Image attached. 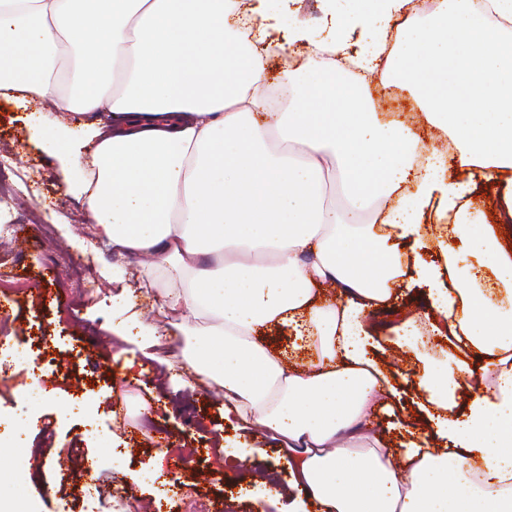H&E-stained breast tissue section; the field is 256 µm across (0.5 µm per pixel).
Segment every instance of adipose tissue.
<instances>
[{"instance_id": "1", "label": "adipose tissue", "mask_w": 512, "mask_h": 512, "mask_svg": "<svg viewBox=\"0 0 512 512\" xmlns=\"http://www.w3.org/2000/svg\"><path fill=\"white\" fill-rule=\"evenodd\" d=\"M278 2L253 0L249 43L236 0H0V89L84 118L83 145L57 130L52 146L81 171L94 243L141 271L194 378L279 441L319 512H512V244L475 200L493 188L512 218V0H435L423 20L414 0H327L329 35L292 15L284 44ZM297 44L276 112L268 62ZM378 72L417 92L452 152L372 112ZM431 210L452 220L440 265L403 249ZM408 272L437 319L392 328L421 351L427 395L425 431L401 422L395 455L371 417L401 386L366 321ZM262 327L292 330L310 360L288 364Z\"/></svg>"}]
</instances>
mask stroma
<instances>
[{
    "mask_svg": "<svg viewBox=\"0 0 512 512\" xmlns=\"http://www.w3.org/2000/svg\"><path fill=\"white\" fill-rule=\"evenodd\" d=\"M41 105L20 103L17 93L0 92V153L37 189L18 231L27 233L24 248L0 251L23 282L40 279L39 290L0 292L9 299L11 355L0 359V444L18 448L6 482L5 499L24 498L34 512H125L121 495L89 500L81 489L86 473L103 487L136 474L135 498H160L161 486L178 481L181 491L162 500L160 512H288L295 493L277 440L237 429L224 417V401L207 385L192 381L181 354L162 356L142 347L138 338L120 337L112 321L124 311L120 284L112 276L126 270L125 259L104 250L82 253L73 236L89 237L85 203L66 191L60 165L36 132ZM35 224L52 227L49 235L31 234ZM82 260L86 281L68 278L70 261ZM51 341H41L43 331ZM25 400H18L20 388ZM393 410L377 411L378 438L399 449L409 436L397 425L401 417L424 425L418 405L425 395L405 384ZM86 393L95 403L92 416L75 407ZM123 400L129 419L147 410L159 413L171 440L157 447L149 435L131 437L112 409ZM202 449L191 470L180 466L186 446Z\"/></svg>",
    "mask_w": 512,
    "mask_h": 512,
    "instance_id": "stroma-1",
    "label": "stroma"
}]
</instances>
